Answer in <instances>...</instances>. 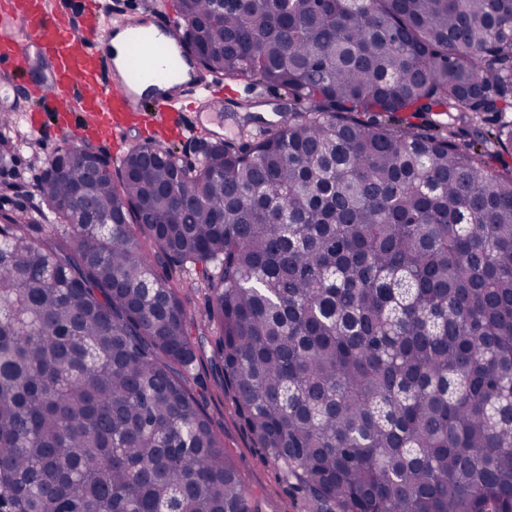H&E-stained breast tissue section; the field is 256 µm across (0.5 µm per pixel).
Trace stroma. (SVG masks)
Here are the masks:
<instances>
[{"mask_svg":"<svg viewBox=\"0 0 512 512\" xmlns=\"http://www.w3.org/2000/svg\"><path fill=\"white\" fill-rule=\"evenodd\" d=\"M238 96L256 100L253 113L188 112L187 122L198 123L207 138L232 139L241 133H260L263 126L278 123L280 112L288 106L283 91L258 86L246 89L237 85ZM30 106L21 92L0 90V134L16 143L13 161L6 164V180L17 186L21 207L37 201L36 184L58 149L67 147V140L53 126L33 131L29 122ZM36 140L37 149H30L28 140ZM151 139L166 141L168 147L183 151L196 138L185 135L171 137L163 126L144 128L130 125L113 141H99V149L108 155L113 166H120L124 156L141 142ZM191 388L210 420L214 432L223 436L224 448L233 460L239 476L253 496L258 512H337L334 503H320L295 489L277 465L259 448L253 435L239 417L231 394L224 389V373L212 353H205L191 369Z\"/></svg>","mask_w":512,"mask_h":512,"instance_id":"obj_1","label":"stroma"}]
</instances>
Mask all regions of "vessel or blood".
<instances>
[{"label": "vessel or blood", "mask_w": 512, "mask_h": 512, "mask_svg": "<svg viewBox=\"0 0 512 512\" xmlns=\"http://www.w3.org/2000/svg\"><path fill=\"white\" fill-rule=\"evenodd\" d=\"M88 22L78 27L49 0H0V18L26 26L36 53L52 69L49 82L29 93L70 137L111 139L119 128L113 113L176 111L202 77L174 26L152 13L123 20L100 17L98 0H83ZM20 51L0 36V77L19 67Z\"/></svg>", "instance_id": "b4317fda"}]
</instances>
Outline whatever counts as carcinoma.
I'll return each mask as SVG.
<instances>
[{"instance_id": "1", "label": "carcinoma", "mask_w": 512, "mask_h": 512, "mask_svg": "<svg viewBox=\"0 0 512 512\" xmlns=\"http://www.w3.org/2000/svg\"><path fill=\"white\" fill-rule=\"evenodd\" d=\"M178 11L202 71L292 112L194 166L103 159L91 216L82 167L48 171L37 236L0 213V512H256L190 388L186 270L285 479L339 512H512V0Z\"/></svg>"}]
</instances>
